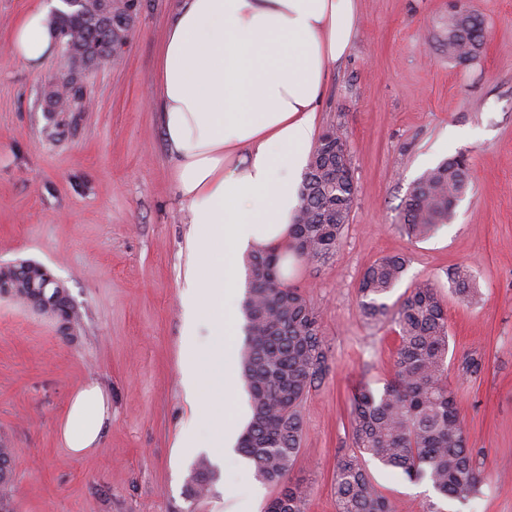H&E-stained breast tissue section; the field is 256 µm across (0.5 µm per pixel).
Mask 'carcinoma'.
Instances as JSON below:
<instances>
[{
    "instance_id": "carcinoma-1",
    "label": "carcinoma",
    "mask_w": 512,
    "mask_h": 512,
    "mask_svg": "<svg viewBox=\"0 0 512 512\" xmlns=\"http://www.w3.org/2000/svg\"><path fill=\"white\" fill-rule=\"evenodd\" d=\"M66 9L52 20L68 67L89 56L92 65L118 58L140 0H62ZM485 40L480 14L465 9L448 20L442 47L448 58L474 59ZM64 92L55 94L50 113L55 125L66 114L80 112V81L63 76ZM346 140L335 127L315 144L304 175L299 205L290 232V246L307 261L329 258L336 251L350 214L355 184ZM470 188L467 160L450 156L427 170L401 203V220L409 234L430 236L452 216ZM407 260L385 256L370 265L358 285L361 314L369 321L389 320L398 343L393 375L383 389L363 382L351 398L352 450L336 464L337 512H392L389 499L371 480L365 458L401 472L413 483L425 482L443 499L466 501L479 494L478 452L467 447L455 395L448 386V317L439 286L426 279L403 294L396 310L387 298L401 281ZM248 287L242 303L246 335L240 357V378L250 398L252 417L238 451L260 481L278 488L265 512H305L306 495L289 481L300 449L303 398L330 371V356L321 334L319 313L295 288L285 284L275 247L256 251L248 261ZM0 281L16 299L34 297L31 278L13 266L0 268ZM457 295L472 294L466 265L448 271ZM13 449L0 447V512H14ZM219 474L209 459H198L187 481L193 501L210 494Z\"/></svg>"
}]
</instances>
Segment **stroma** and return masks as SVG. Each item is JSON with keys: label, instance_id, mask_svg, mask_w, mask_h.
Returning a JSON list of instances; mask_svg holds the SVG:
<instances>
[{"label": "stroma", "instance_id": "stroma-1", "mask_svg": "<svg viewBox=\"0 0 512 512\" xmlns=\"http://www.w3.org/2000/svg\"><path fill=\"white\" fill-rule=\"evenodd\" d=\"M0 0V267L46 266L81 320L73 338L0 294V446L12 448L15 512H264L275 487L228 456L211 494L192 501L178 446L192 409L181 385V291L189 214L176 195L156 109L157 66L178 0H141L117 60L82 76L87 105L51 135L50 80L63 54L31 69L10 50L22 11ZM485 20L477 61L449 60L439 40L449 0H359L357 37L327 75L319 126L343 132L356 195L335 255L299 261L288 279L319 312L331 371L301 404L290 472L307 512H336L339 455L351 449L350 398L383 388L397 345L391 322L366 321L357 288L389 254L409 259L389 303L436 281L448 315V382L468 447L479 450L478 498L437 500L425 483L367 463L393 512H512V0H460ZM464 155L471 188L433 236L414 238L400 204L414 183ZM467 264L471 302L447 272ZM478 372L463 371L466 357ZM99 382L111 417L99 449L71 456L60 427L72 396Z\"/></svg>", "mask_w": 512, "mask_h": 512}]
</instances>
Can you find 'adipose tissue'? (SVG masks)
Segmentation results:
<instances>
[{"label": "adipose tissue", "mask_w": 512, "mask_h": 512, "mask_svg": "<svg viewBox=\"0 0 512 512\" xmlns=\"http://www.w3.org/2000/svg\"><path fill=\"white\" fill-rule=\"evenodd\" d=\"M357 0H181L160 50L158 110L174 155L173 180L191 219L181 296L188 344L182 385L195 409L180 445L223 461L249 408L222 337L238 328L234 302L244 255L279 246L285 275L297 259L288 231L317 135L331 64L356 38ZM58 40L43 6L27 7L11 38L15 58L40 67ZM109 419L99 385L72 397L61 427L71 456L97 448Z\"/></svg>", "instance_id": "obj_1"}]
</instances>
